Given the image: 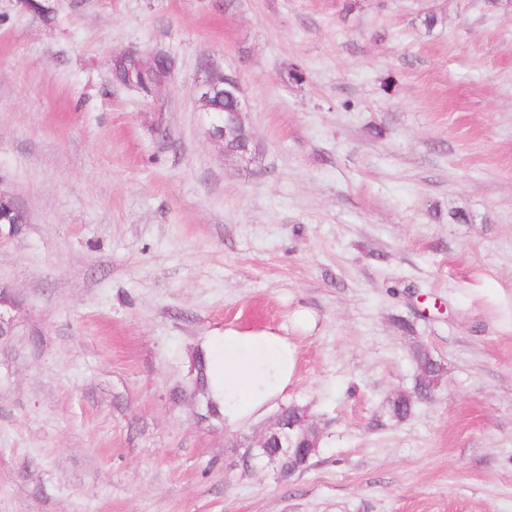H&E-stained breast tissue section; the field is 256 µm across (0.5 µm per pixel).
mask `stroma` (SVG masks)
<instances>
[{
  "instance_id": "35a3bbf8",
  "label": "stroma",
  "mask_w": 512,
  "mask_h": 512,
  "mask_svg": "<svg viewBox=\"0 0 512 512\" xmlns=\"http://www.w3.org/2000/svg\"><path fill=\"white\" fill-rule=\"evenodd\" d=\"M0 0V512H512V0ZM436 14L437 23L424 18ZM125 49L169 53L150 95ZM239 78L252 161L208 134ZM297 350L229 427L190 396L216 329ZM444 367L405 420L412 351ZM289 479L237 444L286 405ZM122 55L129 57L133 62V69L130 70L129 72H128L126 66L121 61L115 60L114 62H112L111 71H112V79L114 81H116L118 83L123 82L127 78L128 73H129V80L126 84L120 85L122 87L140 91L137 82L133 78V75H138L139 73H142L143 71L155 69L159 64L160 59H165V61L168 64V71H169L168 73L169 74H168L167 79L171 76V74L173 72L174 61L167 54L155 53V54H151L148 56H144L143 54H140L137 51L130 50V51L124 52ZM193 91L201 112H208V103L216 95L233 99L235 102L236 110L230 112L233 109L232 101L224 100L223 97L212 101L214 106L212 110L213 117H218L220 113L224 112V118L221 122L215 121L213 123L217 130L216 135L210 132L213 139L225 143L238 137L240 131H244L243 114L247 112L248 106L238 77L231 80L226 71L222 70L212 59H202L198 67ZM17 307V302L5 289L0 290V339L12 336L14 329V317L12 312Z\"/></svg>"
}]
</instances>
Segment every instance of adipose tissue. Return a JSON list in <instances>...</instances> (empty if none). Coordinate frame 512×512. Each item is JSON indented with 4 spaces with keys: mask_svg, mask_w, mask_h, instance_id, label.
<instances>
[{
    "mask_svg": "<svg viewBox=\"0 0 512 512\" xmlns=\"http://www.w3.org/2000/svg\"><path fill=\"white\" fill-rule=\"evenodd\" d=\"M199 349L207 359L209 394L230 425L243 423L279 396L296 368L295 349L269 331L217 330Z\"/></svg>",
    "mask_w": 512,
    "mask_h": 512,
    "instance_id": "1",
    "label": "adipose tissue"
}]
</instances>
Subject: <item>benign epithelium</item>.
<instances>
[{
    "label": "benign epithelium",
    "mask_w": 512,
    "mask_h": 512,
    "mask_svg": "<svg viewBox=\"0 0 512 512\" xmlns=\"http://www.w3.org/2000/svg\"><path fill=\"white\" fill-rule=\"evenodd\" d=\"M124 55L133 62V69L129 71L128 82L124 87L137 90L139 86L134 80V76L147 70L155 69L160 60H165L168 64V71H173V59L164 53H155L144 56L137 51H126ZM220 95L234 100L236 110L224 113L221 122L215 124L217 130L214 139L227 142L239 136L240 131L244 130L243 114L247 112L248 106L244 96L243 89L239 80L229 79L226 71L222 70L212 59L201 60L198 67V74L194 83V96L200 111L205 112L208 103L212 97ZM17 307V302L6 290H0V339H6L12 335L14 329L13 311ZM301 435L310 442V447H319L321 440V430L311 421L308 415H303L298 423ZM288 441V448L285 454H290L293 448L291 443V434L288 427L281 423L280 416H275L268 425L258 428L254 434L248 438L247 443L243 445L245 451L240 456V462L244 469H255L266 456V449L272 442Z\"/></svg>",
    "instance_id": "7a95c632"
}]
</instances>
